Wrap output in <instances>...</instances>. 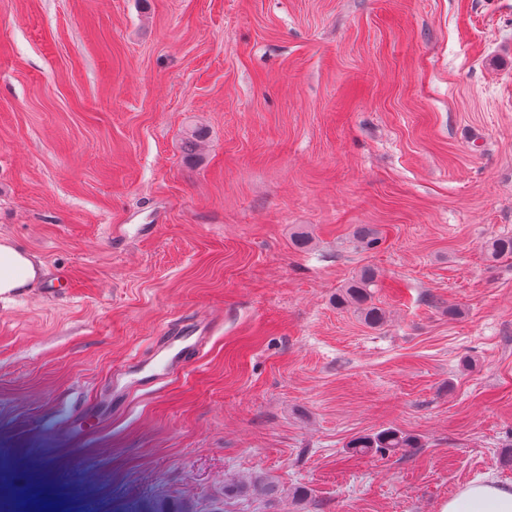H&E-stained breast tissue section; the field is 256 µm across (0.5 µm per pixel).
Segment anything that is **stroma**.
Segmentation results:
<instances>
[{"instance_id": "35a3bbf8", "label": "stroma", "mask_w": 512, "mask_h": 512, "mask_svg": "<svg viewBox=\"0 0 512 512\" xmlns=\"http://www.w3.org/2000/svg\"><path fill=\"white\" fill-rule=\"evenodd\" d=\"M505 234L512 0H0V240L41 270L0 299V512L512 485ZM366 268L378 327L336 302ZM413 439L396 429H386L372 436H361L352 439L347 448L352 456L368 454H396L416 448Z\"/></svg>"}]
</instances>
